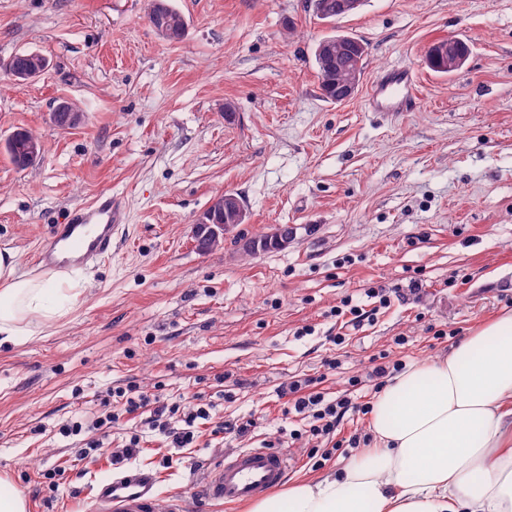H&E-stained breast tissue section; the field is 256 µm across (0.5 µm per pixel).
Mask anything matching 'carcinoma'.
Here are the masks:
<instances>
[{"label": "carcinoma", "mask_w": 512, "mask_h": 512, "mask_svg": "<svg viewBox=\"0 0 512 512\" xmlns=\"http://www.w3.org/2000/svg\"><path fill=\"white\" fill-rule=\"evenodd\" d=\"M316 17L325 22L334 23L340 18V0H311ZM147 18L155 31L169 41L181 40L186 31L185 17L172 5L171 0H148ZM367 48L365 44L354 37L346 35L329 36L321 40L314 51L317 74L320 87L326 98L337 100V89L348 79V64L352 57L365 59ZM41 53L21 51L14 54L0 68L8 71L14 85H20L17 76L31 70ZM36 139L30 131L19 129L10 134L3 146L4 153L17 168L23 169L33 165L43 153V148L37 152L30 151V141ZM204 218L212 224L224 225V233H229L235 225L244 223L238 211H217Z\"/></svg>", "instance_id": "obj_1"}]
</instances>
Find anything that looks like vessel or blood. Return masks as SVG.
<instances>
[{
    "instance_id": "b4317fda",
    "label": "vessel or blood",
    "mask_w": 512,
    "mask_h": 512,
    "mask_svg": "<svg viewBox=\"0 0 512 512\" xmlns=\"http://www.w3.org/2000/svg\"><path fill=\"white\" fill-rule=\"evenodd\" d=\"M418 97L416 78L406 69L384 71L373 83L367 97L369 111L392 113L412 110ZM123 206L111 195L72 208L65 223L56 225L35 255L48 268L84 266L111 255L112 233L124 222ZM287 453L268 448H248L227 455L223 464L208 475L205 496L227 505L255 500L280 487L288 477ZM156 475L139 469L122 473L98 484L93 500L99 512H149L154 501Z\"/></svg>"
}]
</instances>
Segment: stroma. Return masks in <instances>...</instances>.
I'll return each instance as SVG.
<instances>
[{
	"label": "stroma",
	"instance_id": "1",
	"mask_svg": "<svg viewBox=\"0 0 512 512\" xmlns=\"http://www.w3.org/2000/svg\"><path fill=\"white\" fill-rule=\"evenodd\" d=\"M146 4L0 0V61L30 50L50 62L0 84V140L24 128L44 144L25 169L0 152V248L37 273L67 208L108 191L126 209L111 255L80 270L74 310L0 345V477L28 512H96V485L134 468L157 476L151 512H247L203 493L226 455L270 443L290 455L289 481L336 470L370 441L376 365L448 353L512 310V0H363L333 24L308 0H173L187 21L177 42ZM333 33L368 47L343 102L323 96L312 55ZM455 37L469 58L433 72L429 46ZM397 67L419 80L416 109L369 111L371 81ZM62 102L80 125L50 123ZM221 193L246 220L203 253L191 228ZM282 224L285 247L244 252ZM348 295L370 316L345 329L334 310ZM303 378L351 402L332 439L285 412L280 387ZM132 382L179 405L169 423L191 427L190 447H169L142 410L62 434ZM200 406L208 418L187 423ZM246 420L248 435L230 432ZM134 435L140 451L124 456ZM92 438L103 453H88Z\"/></svg>",
	"mask_w": 512,
	"mask_h": 512
}]
</instances>
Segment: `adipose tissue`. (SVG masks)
<instances>
[{"label": "adipose tissue", "instance_id": "ef3b65f1", "mask_svg": "<svg viewBox=\"0 0 512 512\" xmlns=\"http://www.w3.org/2000/svg\"><path fill=\"white\" fill-rule=\"evenodd\" d=\"M77 279L22 274L0 250V343L70 314ZM371 444L340 470L253 500L250 512H512V311L375 396Z\"/></svg>", "mask_w": 512, "mask_h": 512}]
</instances>
